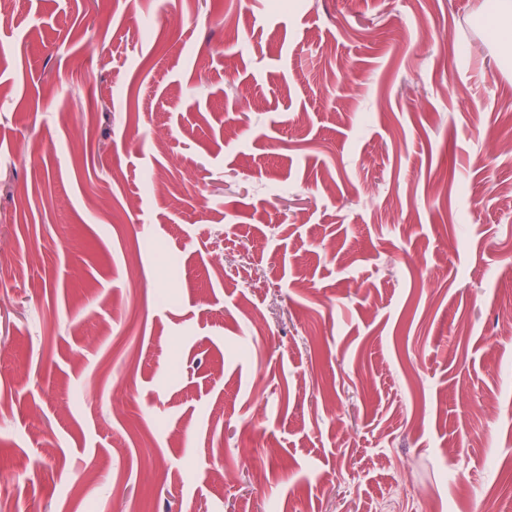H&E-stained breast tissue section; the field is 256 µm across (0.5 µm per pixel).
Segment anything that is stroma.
Here are the masks:
<instances>
[{"instance_id": "35a3bbf8", "label": "stroma", "mask_w": 512, "mask_h": 512, "mask_svg": "<svg viewBox=\"0 0 512 512\" xmlns=\"http://www.w3.org/2000/svg\"><path fill=\"white\" fill-rule=\"evenodd\" d=\"M483 3L11 0L0 512H512Z\"/></svg>"}]
</instances>
